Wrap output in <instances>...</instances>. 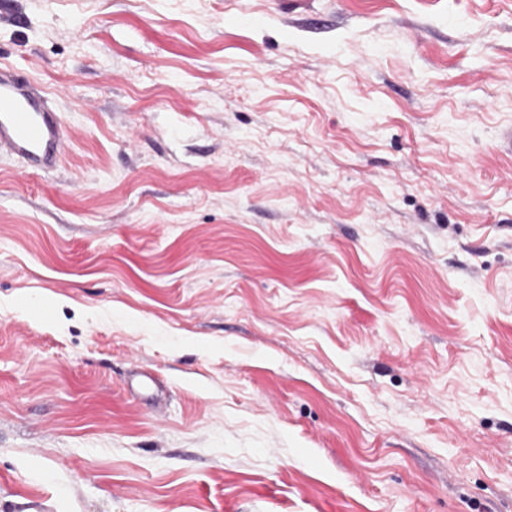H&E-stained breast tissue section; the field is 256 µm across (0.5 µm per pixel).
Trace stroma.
<instances>
[{
  "label": "stroma",
  "mask_w": 512,
  "mask_h": 512,
  "mask_svg": "<svg viewBox=\"0 0 512 512\" xmlns=\"http://www.w3.org/2000/svg\"><path fill=\"white\" fill-rule=\"evenodd\" d=\"M1 61L68 139L0 158V512H512V0H0Z\"/></svg>",
  "instance_id": "stroma-1"
}]
</instances>
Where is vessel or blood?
<instances>
[{"label": "vessel or blood", "instance_id": "b4317fda", "mask_svg": "<svg viewBox=\"0 0 512 512\" xmlns=\"http://www.w3.org/2000/svg\"><path fill=\"white\" fill-rule=\"evenodd\" d=\"M67 132L53 101L16 69L0 66V157L50 174L62 159Z\"/></svg>", "mask_w": 512, "mask_h": 512}]
</instances>
